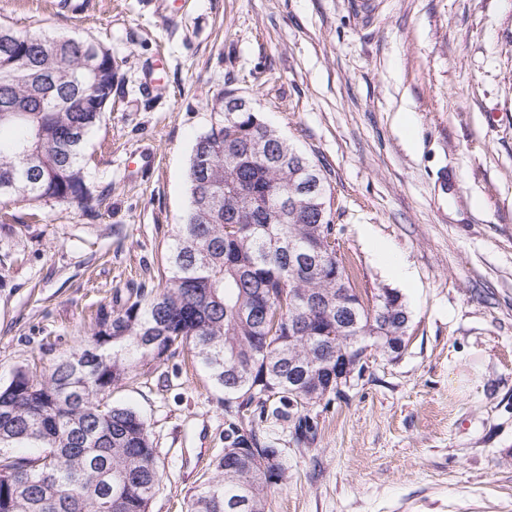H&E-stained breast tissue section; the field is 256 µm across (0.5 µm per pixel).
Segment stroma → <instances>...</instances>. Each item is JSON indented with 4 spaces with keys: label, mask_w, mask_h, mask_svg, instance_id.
Returning <instances> with one entry per match:
<instances>
[{
    "label": "stroma",
    "mask_w": 512,
    "mask_h": 512,
    "mask_svg": "<svg viewBox=\"0 0 512 512\" xmlns=\"http://www.w3.org/2000/svg\"><path fill=\"white\" fill-rule=\"evenodd\" d=\"M0 19L93 37L122 80L87 146L99 206L0 210V385L158 285L205 105L232 89L324 167L363 298L397 290L411 316L401 356L309 409L313 437L264 424L287 475L269 512H512V0H0ZM111 400L164 465L149 512H182L224 453L207 376L180 354Z\"/></svg>",
    "instance_id": "35a3bbf8"
}]
</instances>
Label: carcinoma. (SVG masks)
Listing matches in <instances>:
<instances>
[{
  "label": "carcinoma",
  "instance_id": "1",
  "mask_svg": "<svg viewBox=\"0 0 512 512\" xmlns=\"http://www.w3.org/2000/svg\"><path fill=\"white\" fill-rule=\"evenodd\" d=\"M116 76L112 53L91 37L0 21L1 204L93 209L86 148ZM207 108L215 122L192 148L189 204L158 286L128 289L112 311H97L86 343L0 387V512H149L161 482L156 448L144 418L109 396L139 367L180 351L222 394L225 414L250 419L229 424L215 474L186 512H266L286 471L280 450L261 441L262 424L339 396L329 371L347 337L384 354L390 337L408 335L399 292L384 288L368 303L353 285L330 198L314 213L304 204L308 178L327 191L324 170L257 112L224 123V93ZM259 140L273 162L255 160ZM316 260L310 278L304 267Z\"/></svg>",
  "mask_w": 512,
  "mask_h": 512
}]
</instances>
